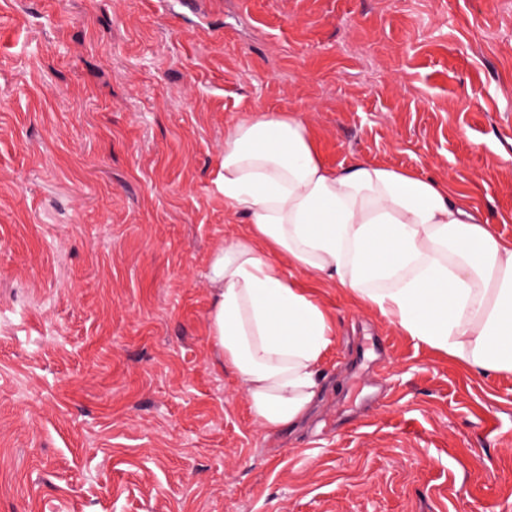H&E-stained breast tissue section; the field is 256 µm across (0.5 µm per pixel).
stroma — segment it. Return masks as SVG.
<instances>
[{
	"label": "stroma",
	"instance_id": "obj_1",
	"mask_svg": "<svg viewBox=\"0 0 512 512\" xmlns=\"http://www.w3.org/2000/svg\"><path fill=\"white\" fill-rule=\"evenodd\" d=\"M258 108L512 239V0H0V512H512V374L284 254L336 336L302 421L251 420L206 273Z\"/></svg>",
	"mask_w": 512,
	"mask_h": 512
}]
</instances>
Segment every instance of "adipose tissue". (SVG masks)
<instances>
[{
	"instance_id": "1",
	"label": "adipose tissue",
	"mask_w": 512,
	"mask_h": 512,
	"mask_svg": "<svg viewBox=\"0 0 512 512\" xmlns=\"http://www.w3.org/2000/svg\"><path fill=\"white\" fill-rule=\"evenodd\" d=\"M216 183L250 231L211 254L208 334L258 426L304 419L335 336L277 254L431 348L512 373V239L447 184L370 163L327 166L300 117L262 110L230 129Z\"/></svg>"
}]
</instances>
